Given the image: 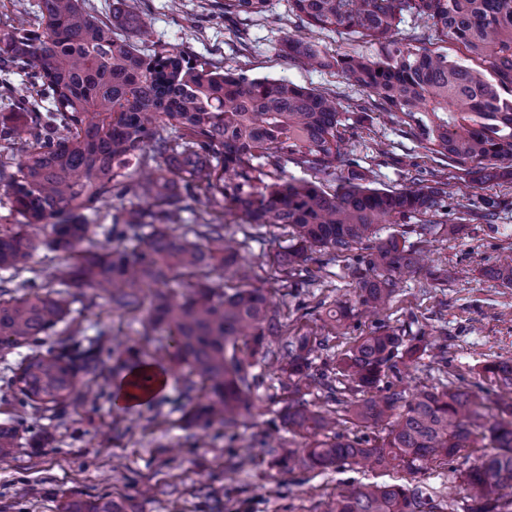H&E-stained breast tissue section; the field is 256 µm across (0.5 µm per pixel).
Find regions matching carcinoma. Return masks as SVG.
Returning a JSON list of instances; mask_svg holds the SVG:
<instances>
[{
	"label": "carcinoma",
	"mask_w": 512,
	"mask_h": 512,
	"mask_svg": "<svg viewBox=\"0 0 512 512\" xmlns=\"http://www.w3.org/2000/svg\"><path fill=\"white\" fill-rule=\"evenodd\" d=\"M112 3V23L92 15L86 0H35L27 18L0 33V64L27 72L52 101L48 117L20 99L29 120L0 128V138L31 148L12 164H0L17 223L0 226V270L20 269L36 249L31 229L50 227L48 247L60 263L46 283L34 278L16 297L0 280V358L15 347L29 353L4 367V387L16 414L0 424V455L16 446L17 428H33L45 412H64L81 401L79 376L94 380L109 370L111 330L95 335L67 320L73 288H91L113 311L139 312L171 341L170 368L187 369L178 397L183 428L218 424L226 429L254 405L264 367L288 387L283 424L307 440L299 448L273 450L292 471L329 470L370 463L401 467L415 475L428 461L454 459L488 441L491 451L461 472L462 512H512V356L485 363L482 375L509 390L488 416L471 390L424 386L411 397L392 383L368 395L382 373L399 377L417 369L422 348L382 325L362 336L337 362L347 381L338 389L322 371H310L308 336H288V325L255 286L253 267L241 254L243 240L227 225L205 217L221 206L240 223L289 228L290 243L275 264L300 284L359 248L355 303L326 313L334 328L358 307L385 309L401 278L418 270L407 232L377 237L380 224L419 225L418 235L449 236L456 224L438 220L448 182L415 178L402 189L371 186L350 170L336 98L270 78L220 70L175 49L145 52L113 26L140 32L148 23ZM308 29L343 30L377 42L376 59L329 55L303 34L286 36L284 52L316 70H334L363 88L377 105L416 132L430 154L512 177V0H290ZM267 0H224V13L255 14ZM406 15L430 21L416 44L398 38ZM451 41L467 61L451 60L424 43ZM157 163L156 171H138ZM337 182L323 186L287 174L288 163ZM130 207L112 214L103 240L90 237L88 213L112 198ZM195 216L183 223L182 213ZM126 240L142 246L128 249ZM231 274L236 285L213 274ZM190 281L176 299L171 285ZM59 346L44 347L58 325ZM124 369L118 365L110 370ZM327 393L331 410H313L311 388ZM372 431L362 440L338 430L339 417ZM322 512H439L441 506L411 482L349 487L322 502ZM58 512H137L110 495L71 498Z\"/></svg>",
	"instance_id": "carcinoma-1"
}]
</instances>
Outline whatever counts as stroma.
<instances>
[{
    "mask_svg": "<svg viewBox=\"0 0 512 512\" xmlns=\"http://www.w3.org/2000/svg\"><path fill=\"white\" fill-rule=\"evenodd\" d=\"M223 2L125 0L129 11L148 17L151 25L143 34L122 27L117 33L141 48H175L252 78L284 79L336 97L355 170L370 175L380 188H403L419 173L430 181L448 180V211L442 219L459 227L451 238L424 244L427 264L447 269L446 285L432 284L420 274L404 278L386 310L352 318L336 332L327 324L326 312L336 303L354 301L351 271L357 251L323 268L317 282L302 292L265 261L266 255L287 245V228H262L260 238L250 244L257 258L256 285L287 315L289 329L329 337L328 349L312 355L313 369L334 374L337 357L357 338L386 325L406 338L424 336L429 341L418 371L405 381L407 390L450 383L493 404L500 388L482 377L481 367L486 360L512 356V288L502 287L488 272L512 252V179L485 180L472 165L431 155L408 126L390 121L379 108L360 114L367 99L361 88L289 59L282 41L303 26L288 0H268L265 12L246 18L225 17ZM21 97L36 101L40 112L51 107L26 73L0 71L1 124L16 120L15 102ZM488 199L497 204L490 224L477 217ZM76 297L71 312L75 321L87 328L105 323L113 335L134 346L141 361L167 366L166 354L157 351L140 315L109 310L89 288L78 290ZM442 356L447 359L443 365L438 362ZM183 379V372L171 373L166 393L124 412L108 398L113 382L103 380L90 387L89 403L69 408L64 419L45 416L37 431L40 447H33V434L25 432L10 454L0 458V512H57L63 499L99 494L132 499L138 512H320V500L349 485L409 479L398 468L280 469L261 444L269 440L285 447L294 437L281 421L280 382L267 373L256 390L257 409L234 436H226L219 426L190 435L176 405ZM247 444L254 447L253 460L236 469ZM474 454L467 448L453 461L427 463L417 479L437 500L459 502L460 473Z\"/></svg>",
    "mask_w": 512,
    "mask_h": 512,
    "instance_id": "stroma-1",
    "label": "stroma"
}]
</instances>
